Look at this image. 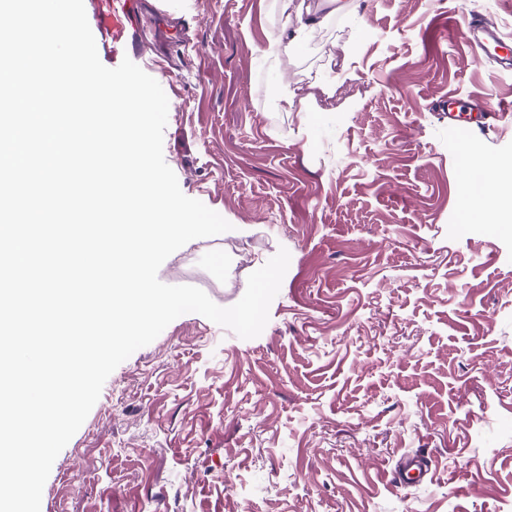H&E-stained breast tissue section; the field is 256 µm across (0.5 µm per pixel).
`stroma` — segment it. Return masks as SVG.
Wrapping results in <instances>:
<instances>
[{
    "label": "stroma",
    "instance_id": "stroma-1",
    "mask_svg": "<svg viewBox=\"0 0 512 512\" xmlns=\"http://www.w3.org/2000/svg\"><path fill=\"white\" fill-rule=\"evenodd\" d=\"M101 62L130 58L169 100L181 191L231 225L158 277L217 305L290 253L269 321L239 338L181 315L106 380L57 456L41 512H512V226L467 212L466 163H512L498 128L449 124L448 98L512 105V66L476 55L463 13L512 33V0H325L277 74L279 0H140L139 50L84 0ZM332 79L313 110H287ZM430 481L393 488L406 454ZM234 481L225 484V472Z\"/></svg>",
    "mask_w": 512,
    "mask_h": 512
}]
</instances>
